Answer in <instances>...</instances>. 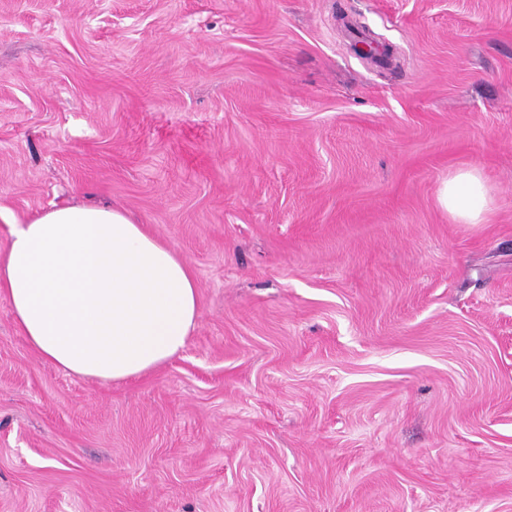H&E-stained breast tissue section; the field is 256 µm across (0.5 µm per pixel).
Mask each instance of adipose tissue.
I'll use <instances>...</instances> for the list:
<instances>
[{
    "label": "adipose tissue",
    "instance_id": "adipose-tissue-1",
    "mask_svg": "<svg viewBox=\"0 0 512 512\" xmlns=\"http://www.w3.org/2000/svg\"><path fill=\"white\" fill-rule=\"evenodd\" d=\"M441 206L478 224L492 202L481 174L449 177ZM0 298L46 361L122 381L181 353L199 313L187 263L122 211L71 205L16 225L0 252Z\"/></svg>",
    "mask_w": 512,
    "mask_h": 512
}]
</instances>
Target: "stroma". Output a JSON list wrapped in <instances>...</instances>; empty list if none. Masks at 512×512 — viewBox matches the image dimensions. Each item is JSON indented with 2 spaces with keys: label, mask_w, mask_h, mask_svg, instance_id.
<instances>
[{
  "label": "stroma",
  "mask_w": 512,
  "mask_h": 512,
  "mask_svg": "<svg viewBox=\"0 0 512 512\" xmlns=\"http://www.w3.org/2000/svg\"><path fill=\"white\" fill-rule=\"evenodd\" d=\"M73 203L199 317L102 383L0 299V512H512V0H0V252ZM493 199L476 170L459 172L440 189L439 202L461 224H480Z\"/></svg>",
  "instance_id": "stroma-1"
}]
</instances>
